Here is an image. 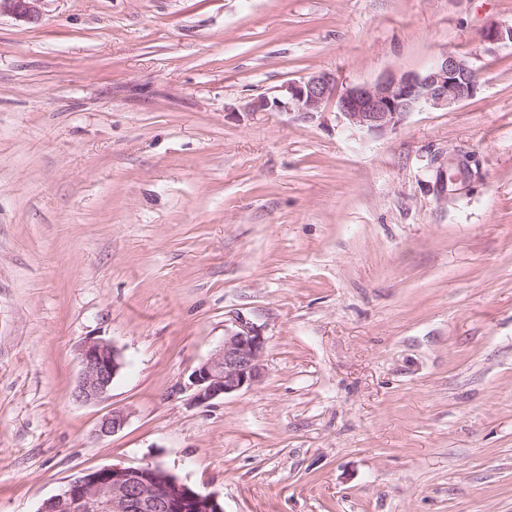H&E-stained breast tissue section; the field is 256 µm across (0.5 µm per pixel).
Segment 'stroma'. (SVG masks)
<instances>
[{
    "label": "stroma",
    "mask_w": 512,
    "mask_h": 512,
    "mask_svg": "<svg viewBox=\"0 0 512 512\" xmlns=\"http://www.w3.org/2000/svg\"><path fill=\"white\" fill-rule=\"evenodd\" d=\"M41 12L0 16V512L143 464L224 512H512V0ZM445 52L475 96L379 137L239 109ZM239 314L262 379L191 404ZM91 338L126 367L82 403Z\"/></svg>",
    "instance_id": "35a3bbf8"
}]
</instances>
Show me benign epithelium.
I'll return each instance as SVG.
<instances>
[{
  "label": "benign epithelium",
  "instance_id": "benign-epithelium-1",
  "mask_svg": "<svg viewBox=\"0 0 512 512\" xmlns=\"http://www.w3.org/2000/svg\"><path fill=\"white\" fill-rule=\"evenodd\" d=\"M42 0H0V12L31 23L42 19ZM477 74L452 53L440 55L422 74L390 73L373 83L343 85L321 71L281 86L273 96L247 101L242 110L278 112L309 123L333 105L353 129L382 136L425 107L450 108L472 98ZM267 338L263 329L243 316L224 327V341L189 376L191 402L205 405L255 385L264 374ZM81 366L74 398L83 403L102 398L125 368L122 351L104 339H90L78 349ZM128 414L114 410L98 425L101 436L121 430ZM40 512H223L219 498L201 494L157 465L106 467L82 472L60 493L46 500Z\"/></svg>",
  "mask_w": 512,
  "mask_h": 512
}]
</instances>
